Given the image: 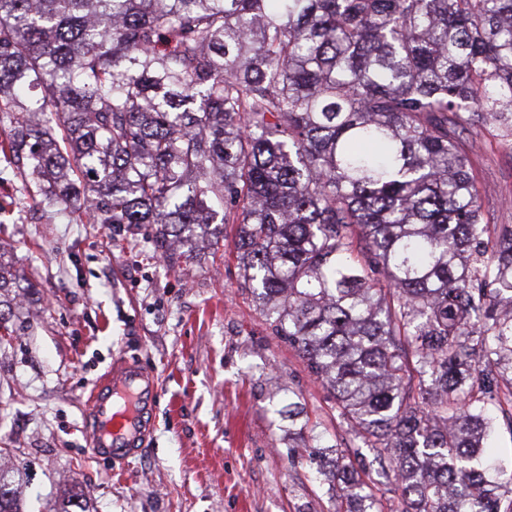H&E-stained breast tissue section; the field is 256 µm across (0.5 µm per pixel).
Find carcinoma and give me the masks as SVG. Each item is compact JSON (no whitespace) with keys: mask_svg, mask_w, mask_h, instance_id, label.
Returning a JSON list of instances; mask_svg holds the SVG:
<instances>
[{"mask_svg":"<svg viewBox=\"0 0 512 512\" xmlns=\"http://www.w3.org/2000/svg\"><path fill=\"white\" fill-rule=\"evenodd\" d=\"M6 121L40 203L168 263L235 225L245 288L375 451L313 447L335 512H382L390 471L399 512H512L484 443L512 429V225L470 162L512 142V0H0Z\"/></svg>","mask_w":512,"mask_h":512,"instance_id":"obj_1","label":"carcinoma"}]
</instances>
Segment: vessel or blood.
Masks as SVG:
<instances>
[{
  "label": "vessel or blood",
  "instance_id": "vessel-or-blood-1",
  "mask_svg": "<svg viewBox=\"0 0 512 512\" xmlns=\"http://www.w3.org/2000/svg\"><path fill=\"white\" fill-rule=\"evenodd\" d=\"M158 398L153 374L132 361L112 365L89 394L94 456L110 462L136 457L150 429Z\"/></svg>",
  "mask_w": 512,
  "mask_h": 512
}]
</instances>
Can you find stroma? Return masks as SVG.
<instances>
[{
	"instance_id": "1",
	"label": "stroma",
	"mask_w": 512,
	"mask_h": 512,
	"mask_svg": "<svg viewBox=\"0 0 512 512\" xmlns=\"http://www.w3.org/2000/svg\"><path fill=\"white\" fill-rule=\"evenodd\" d=\"M492 221L512 224V146L470 154ZM0 260L14 300L0 340V469L22 512H334L278 414L296 393L323 444L362 447L243 288L231 250L188 272L142 230L74 224L0 156ZM155 374V425L125 465L93 457L88 395L113 362Z\"/></svg>"
}]
</instances>
